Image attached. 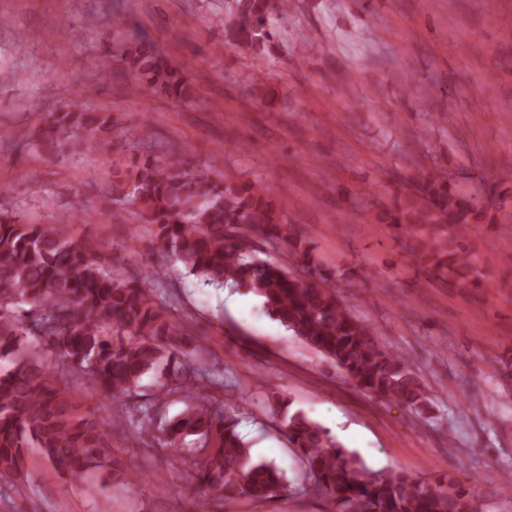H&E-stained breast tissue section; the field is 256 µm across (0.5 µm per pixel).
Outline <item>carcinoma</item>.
I'll use <instances>...</instances> for the list:
<instances>
[{
  "instance_id": "obj_1",
  "label": "carcinoma",
  "mask_w": 512,
  "mask_h": 512,
  "mask_svg": "<svg viewBox=\"0 0 512 512\" xmlns=\"http://www.w3.org/2000/svg\"><path fill=\"white\" fill-rule=\"evenodd\" d=\"M279 0H237L235 19L224 23L225 38L260 48L271 39V14ZM124 59L145 76L152 94L187 101L189 76L145 38L127 44ZM112 124L109 112H91L82 100L49 114L36 137L60 157L82 149ZM118 198L154 227L160 249L172 252L187 271L215 284H233L259 298L263 309L309 348L334 364L354 387L397 402L417 417L432 409L430 387L406 358L387 350L370 326L342 305L336 285L323 277L293 275L277 260L246 252L250 235L286 240L269 191L262 185L215 179L188 170L185 155L151 158L117 181ZM485 219L460 189L438 173L407 187L376 220L398 224L416 236L421 260L448 274L458 287L479 288L465 240ZM84 214L68 220L32 222L0 212V480L26 471L37 448L60 473L82 481L112 467V434L122 424L75 398L42 355L19 343L21 319L30 320L42 350L59 357L60 374L130 404L141 414L137 439L172 455L197 457L195 486L222 503L269 502L288 490L276 466L252 456L237 432V418L224 403L202 396V368L210 351L188 333L170 306L146 282L131 280L97 261L71 231ZM190 366L173 376L171 390L190 403L177 416L159 413L160 399L138 391L144 376L180 357ZM281 426L298 449L310 489L331 503L332 512H472L467 491L430 486L401 472L373 471L303 412L283 401Z\"/></svg>"
}]
</instances>
